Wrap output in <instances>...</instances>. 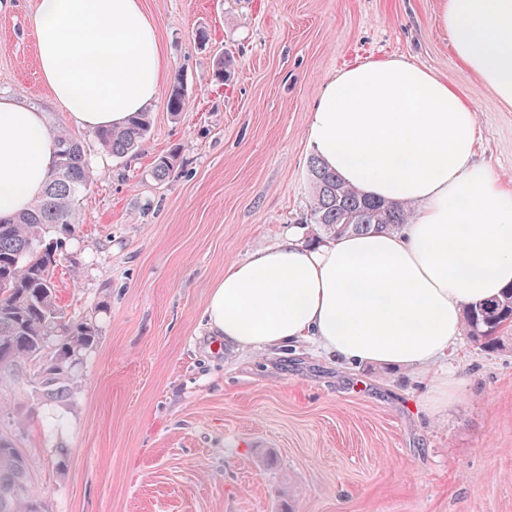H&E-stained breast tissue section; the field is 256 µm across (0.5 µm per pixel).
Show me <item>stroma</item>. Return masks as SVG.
<instances>
[{
	"label": "stroma",
	"instance_id": "1",
	"mask_svg": "<svg viewBox=\"0 0 512 512\" xmlns=\"http://www.w3.org/2000/svg\"><path fill=\"white\" fill-rule=\"evenodd\" d=\"M32 4L0 0V94L72 129L40 75ZM441 6L142 0L188 108L156 101L145 143L121 158L73 129L92 183L54 280L99 340L66 402L0 384L45 512H512V326L493 350L461 336L440 404L431 377L304 345L247 352L203 324L225 268L307 211L311 109L347 66L398 57L448 78L476 114V163L512 179V105L461 64ZM227 50L235 73L220 84ZM170 151V178L154 180Z\"/></svg>",
	"mask_w": 512,
	"mask_h": 512
}]
</instances>
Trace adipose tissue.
I'll return each instance as SVG.
<instances>
[{"mask_svg": "<svg viewBox=\"0 0 512 512\" xmlns=\"http://www.w3.org/2000/svg\"><path fill=\"white\" fill-rule=\"evenodd\" d=\"M458 59L512 103V0H442ZM39 68L77 127H119L159 96L166 60L141 0H36ZM477 119L447 78L403 58L328 79L307 139L365 195L412 205L394 231L305 245L303 227L231 264L209 292L211 333L242 348L313 344L350 364L447 385L462 310L512 285V187L474 161ZM57 132L0 97V218L40 198Z\"/></svg>", "mask_w": 512, "mask_h": 512, "instance_id": "ef3b65f1", "label": "adipose tissue"}]
</instances>
